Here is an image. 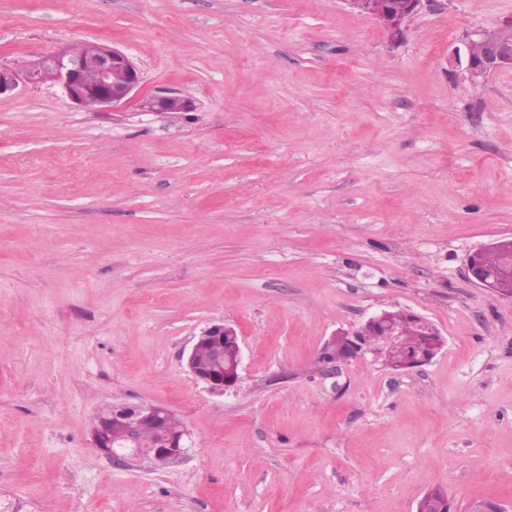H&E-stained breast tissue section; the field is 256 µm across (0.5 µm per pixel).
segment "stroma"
<instances>
[{
    "instance_id": "stroma-1",
    "label": "stroma",
    "mask_w": 512,
    "mask_h": 512,
    "mask_svg": "<svg viewBox=\"0 0 512 512\" xmlns=\"http://www.w3.org/2000/svg\"><path fill=\"white\" fill-rule=\"evenodd\" d=\"M512 0H430L391 41L345 0H0V64L102 43L137 100L0 96V512H512V297L467 277L512 238V69L449 64ZM190 98L149 112L145 98ZM384 310L443 349L328 369ZM224 322L242 380L185 359ZM160 403L191 434L161 468L93 448L96 414ZM144 105L155 112H189L194 107L192 100L177 93L154 95ZM225 338L232 342L235 353V365L224 371V365L230 361L231 352L224 357ZM200 347H206L211 356L210 364L203 366L197 359ZM186 366L192 376L204 385V389L211 395L224 396L237 388L241 380L242 348L237 330L224 323H216L206 327L194 343L186 356ZM350 340L347 336H336L335 339L331 340L326 348L321 350L319 354V362L325 364V362L336 361L332 363H339L345 359H349L351 356V347L349 345ZM421 511L417 512H454L455 504L445 488L429 489L418 502Z\"/></svg>"
}]
</instances>
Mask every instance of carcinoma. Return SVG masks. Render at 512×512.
<instances>
[{
	"label": "carcinoma",
	"instance_id": "cac0c4a2",
	"mask_svg": "<svg viewBox=\"0 0 512 512\" xmlns=\"http://www.w3.org/2000/svg\"><path fill=\"white\" fill-rule=\"evenodd\" d=\"M479 264L496 279L499 295L512 297V257L498 246L483 250ZM359 338L367 353L381 351L383 363L395 371H405L431 361L443 348L440 331L429 327L411 312L395 310L390 317L362 328ZM351 356L350 340L338 336L319 354V362H342ZM421 512H454L448 490L432 488L418 502Z\"/></svg>",
	"mask_w": 512,
	"mask_h": 512
}]
</instances>
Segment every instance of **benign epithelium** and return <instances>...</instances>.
Listing matches in <instances>:
<instances>
[{"label":"benign epithelium","mask_w":512,"mask_h":512,"mask_svg":"<svg viewBox=\"0 0 512 512\" xmlns=\"http://www.w3.org/2000/svg\"><path fill=\"white\" fill-rule=\"evenodd\" d=\"M350 8L371 16L393 38L403 34L406 22L417 14L428 0H345ZM479 42L483 53L474 58L467 55V70L474 78L485 77L497 71L512 69V48L499 41L490 31L475 30L467 36L466 46ZM93 70L94 78L87 77ZM46 80L61 85L66 96L75 104L97 107L114 106L129 100L141 83V73L124 52L98 43L88 45L87 53L81 56L64 52L49 60L40 61L24 71L0 65V95L13 91L20 82L40 83ZM144 105L155 112H189L192 100L177 93L154 95ZM477 253L469 254L466 270L469 279L476 285L495 289L493 278L477 263ZM232 342L235 365L224 369V341ZM209 350L211 361L207 366L197 359L199 348ZM186 366L192 376L204 385L211 395L222 396L235 390L241 380L242 348L237 330L224 323L206 327L186 356ZM171 411L157 404L114 403L111 406V421L98 419L91 429L93 447L114 462L127 458L148 457L156 467H163L185 456L188 448L187 429L176 432L167 430ZM127 426L122 442L112 438L110 422ZM151 426L159 438L144 445L138 431Z\"/></svg>","instance_id":"benign-epithelium-1"}]
</instances>
